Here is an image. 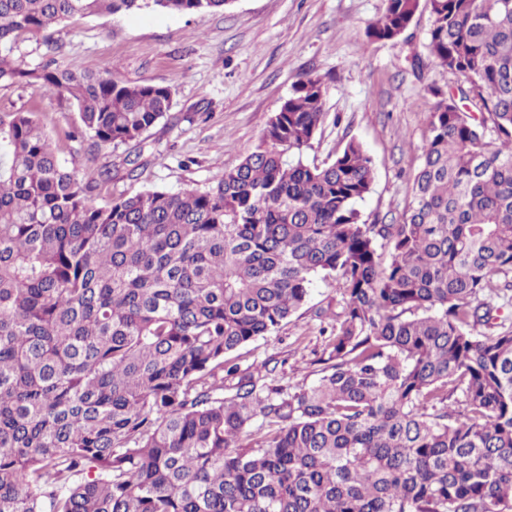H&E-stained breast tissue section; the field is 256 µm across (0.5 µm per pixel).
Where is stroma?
Returning a JSON list of instances; mask_svg holds the SVG:
<instances>
[{"instance_id": "1", "label": "stroma", "mask_w": 512, "mask_h": 512, "mask_svg": "<svg viewBox=\"0 0 512 512\" xmlns=\"http://www.w3.org/2000/svg\"><path fill=\"white\" fill-rule=\"evenodd\" d=\"M386 0H233L221 13L144 11L74 18L50 34L59 63L128 83L171 87L166 116L140 142L92 147L80 132L75 101L0 87V110L34 112L61 164L81 174L111 164L118 174L101 194L204 188L255 150L274 112L303 76L322 78L327 113L306 163L334 157L344 139L361 142L375 179L358 204L364 221L400 219L410 178L428 137L430 87L455 84L428 49V14L420 12L398 41H375L367 29ZM138 171L127 179V160ZM343 302L335 282L314 279L307 303L274 336L237 350L241 368L271 362L279 384L298 390L317 378L321 334Z\"/></svg>"}]
</instances>
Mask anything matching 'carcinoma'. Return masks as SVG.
I'll use <instances>...</instances> for the list:
<instances>
[{"label": "carcinoma", "instance_id": "1", "mask_svg": "<svg viewBox=\"0 0 512 512\" xmlns=\"http://www.w3.org/2000/svg\"><path fill=\"white\" fill-rule=\"evenodd\" d=\"M233 0H0V85L76 102L94 147L139 142L172 89L29 68L54 24ZM459 77L394 224H366L355 138L303 162L326 120L298 80L262 143L214 184L96 202L35 113L0 111V512H512V0H386L368 36L420 6ZM343 310L320 377L291 392L229 355L300 310L313 278ZM229 383H224V378ZM262 419L251 430L256 419ZM16 57L19 58L26 66L31 68L43 63L46 58L44 57V46L42 45V35L25 40L19 45L15 51Z\"/></svg>", "mask_w": 512, "mask_h": 512}]
</instances>
